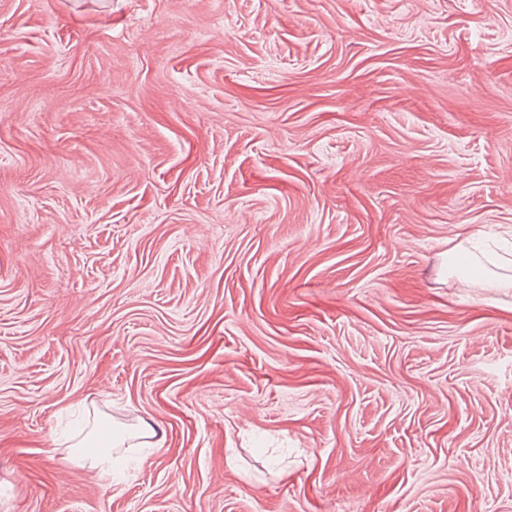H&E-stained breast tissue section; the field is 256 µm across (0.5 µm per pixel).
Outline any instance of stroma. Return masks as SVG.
I'll use <instances>...</instances> for the list:
<instances>
[{"label": "stroma", "instance_id": "obj_1", "mask_svg": "<svg viewBox=\"0 0 512 512\" xmlns=\"http://www.w3.org/2000/svg\"><path fill=\"white\" fill-rule=\"evenodd\" d=\"M511 229L512 0H0V512H512Z\"/></svg>", "mask_w": 512, "mask_h": 512}]
</instances>
